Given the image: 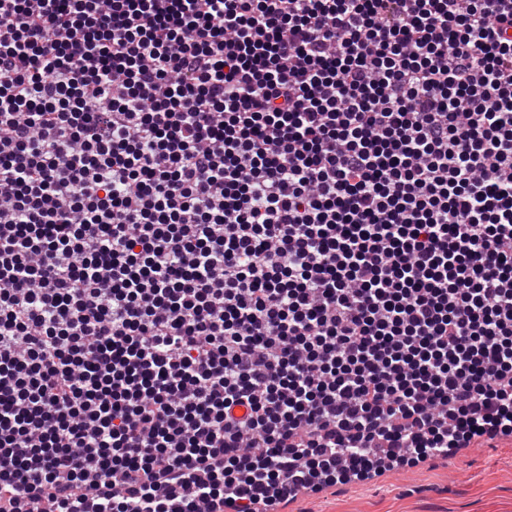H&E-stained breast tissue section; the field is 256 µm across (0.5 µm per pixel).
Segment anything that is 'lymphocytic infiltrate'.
Segmentation results:
<instances>
[{"label": "lymphocytic infiltrate", "instance_id": "1", "mask_svg": "<svg viewBox=\"0 0 512 512\" xmlns=\"http://www.w3.org/2000/svg\"><path fill=\"white\" fill-rule=\"evenodd\" d=\"M509 433L512 0H0V512Z\"/></svg>", "mask_w": 512, "mask_h": 512}]
</instances>
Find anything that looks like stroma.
I'll use <instances>...</instances> for the list:
<instances>
[{
	"label": "stroma",
	"instance_id": "1",
	"mask_svg": "<svg viewBox=\"0 0 512 512\" xmlns=\"http://www.w3.org/2000/svg\"><path fill=\"white\" fill-rule=\"evenodd\" d=\"M279 512H512V437L304 494Z\"/></svg>",
	"mask_w": 512,
	"mask_h": 512
}]
</instances>
